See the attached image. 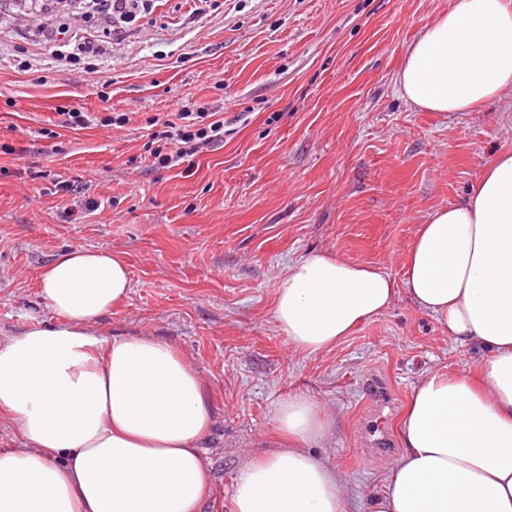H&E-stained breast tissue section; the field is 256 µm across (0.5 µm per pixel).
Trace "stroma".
<instances>
[{
  "label": "stroma",
  "mask_w": 512,
  "mask_h": 512,
  "mask_svg": "<svg viewBox=\"0 0 512 512\" xmlns=\"http://www.w3.org/2000/svg\"><path fill=\"white\" fill-rule=\"evenodd\" d=\"M456 2L150 0L109 23L0 0V343L54 322L39 276L55 256L113 251L132 287L99 332L161 339L204 380L205 512H229L239 466L275 447V408L298 391L334 422L313 451L344 473L347 512H367L392 458L364 450L366 377L388 379L395 433L424 376L474 372L480 354L451 344L402 294L332 349L296 353L273 324L275 292L312 250L401 280L423 216L512 151V94L442 113L397 90L409 44ZM39 19L99 53L70 57ZM73 109L95 123L63 126ZM180 112L214 113L224 138L154 169L149 135ZM120 115L124 124L101 126Z\"/></svg>",
  "instance_id": "35a3bbf8"
}]
</instances>
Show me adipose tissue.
<instances>
[{
	"label": "adipose tissue",
	"instance_id": "obj_1",
	"mask_svg": "<svg viewBox=\"0 0 512 512\" xmlns=\"http://www.w3.org/2000/svg\"><path fill=\"white\" fill-rule=\"evenodd\" d=\"M397 83L430 112L511 92L512 0H458L408 47ZM130 285L105 249L73 248L42 270L40 296L58 324L0 345V415L21 442L0 449V512H203L213 415L200 375L160 339L96 330ZM401 292L481 362L473 376L418 382L403 451L368 512H512V151L424 217L401 282L312 251L279 280L273 322L291 349L321 353ZM274 420L284 445L244 461L231 512H346L344 475L310 450L333 426L326 408L297 393Z\"/></svg>",
	"mask_w": 512,
	"mask_h": 512
}]
</instances>
